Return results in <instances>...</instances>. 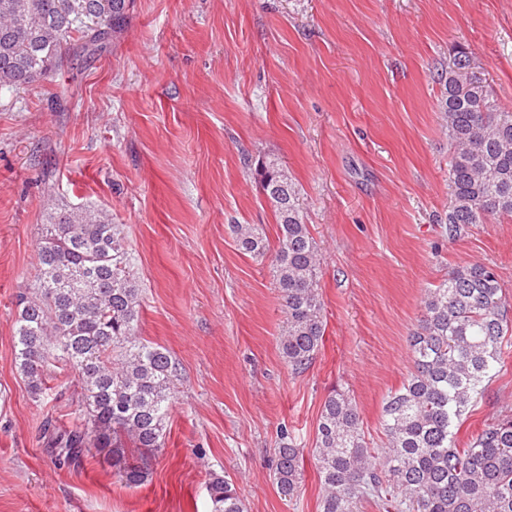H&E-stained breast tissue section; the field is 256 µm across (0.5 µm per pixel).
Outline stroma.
<instances>
[{"instance_id":"35a3bbf8","label":"stroma","mask_w":512,"mask_h":512,"mask_svg":"<svg viewBox=\"0 0 512 512\" xmlns=\"http://www.w3.org/2000/svg\"><path fill=\"white\" fill-rule=\"evenodd\" d=\"M460 51L512 113V0H134L106 53L0 91V512H210L214 474L246 512H320L324 402L345 392L383 447V399L412 368L424 288L478 262L512 306V220L448 235L442 75ZM269 162L299 188L319 247L326 328L300 373L279 350L286 315L268 268L231 232L261 224L276 239ZM76 207L119 224L139 336L178 366L165 448L136 488L95 451L78 463L50 452L45 430L70 426L77 395L51 365L33 397L14 362L16 297L43 226ZM504 358L460 443L512 415V335ZM284 432L303 452L291 497L272 469Z\"/></svg>"}]
</instances>
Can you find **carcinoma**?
<instances>
[{
  "mask_svg": "<svg viewBox=\"0 0 512 512\" xmlns=\"http://www.w3.org/2000/svg\"><path fill=\"white\" fill-rule=\"evenodd\" d=\"M133 0H0V90L31 86L70 55H96L128 25ZM448 123L452 192L448 235L489 219H512V113L500 112L486 82L458 52L442 100ZM263 191L278 218L270 248L261 224H234L238 250L271 257L269 271L286 313L280 350L293 371L306 368L323 343L318 245L303 219L300 192L270 163ZM30 295H18L15 361L31 394L45 393L49 360L63 363L86 419L50 435L67 460L90 448L128 487L148 477L169 420L176 363L138 337L141 290L119 225L98 209L49 215L37 243ZM512 328L496 271L461 266L424 289L423 316L409 336L412 370L382 406L386 448H369L352 400L335 391L324 402L313 456L324 493L320 512H512V418L485 422L468 447L457 443L461 416L504 363ZM141 450L131 460L126 443ZM274 480L291 497L302 479V454L290 440L275 449ZM212 512H244L228 479L207 484Z\"/></svg>",
  "mask_w": 512,
  "mask_h": 512,
  "instance_id": "carcinoma-1",
  "label": "carcinoma"
}]
</instances>
